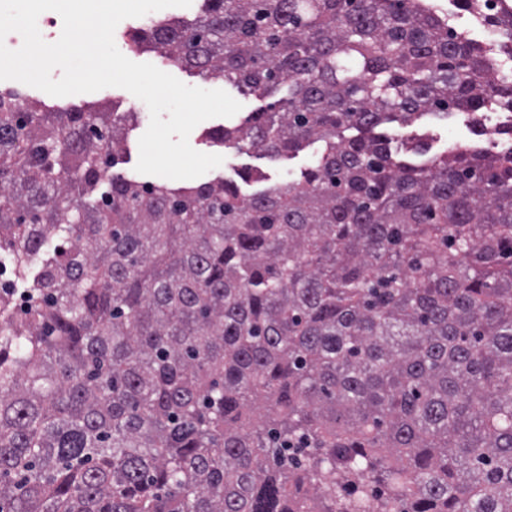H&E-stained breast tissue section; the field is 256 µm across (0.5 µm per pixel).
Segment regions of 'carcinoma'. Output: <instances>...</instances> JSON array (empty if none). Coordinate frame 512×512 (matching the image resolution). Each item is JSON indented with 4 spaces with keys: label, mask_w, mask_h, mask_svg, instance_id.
Instances as JSON below:
<instances>
[{
    "label": "carcinoma",
    "mask_w": 512,
    "mask_h": 512,
    "mask_svg": "<svg viewBox=\"0 0 512 512\" xmlns=\"http://www.w3.org/2000/svg\"><path fill=\"white\" fill-rule=\"evenodd\" d=\"M486 23L502 37L424 0H202L136 28L282 94L210 132L322 143L275 184L111 176L138 113L0 93L23 285L0 294V512H512V150L480 140L512 112V14ZM455 110L476 139L441 153L380 131Z\"/></svg>",
    "instance_id": "carcinoma-1"
}]
</instances>
